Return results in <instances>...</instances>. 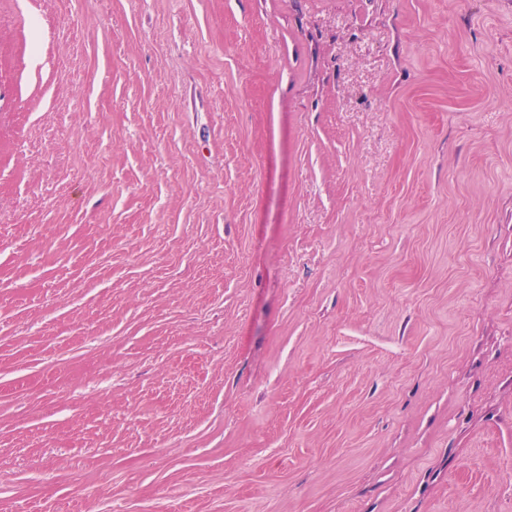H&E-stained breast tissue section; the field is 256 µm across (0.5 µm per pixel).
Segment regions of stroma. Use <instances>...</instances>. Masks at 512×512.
<instances>
[{
    "mask_svg": "<svg viewBox=\"0 0 512 512\" xmlns=\"http://www.w3.org/2000/svg\"><path fill=\"white\" fill-rule=\"evenodd\" d=\"M0 512H512V0H0Z\"/></svg>",
    "mask_w": 512,
    "mask_h": 512,
    "instance_id": "obj_1",
    "label": "stroma"
}]
</instances>
